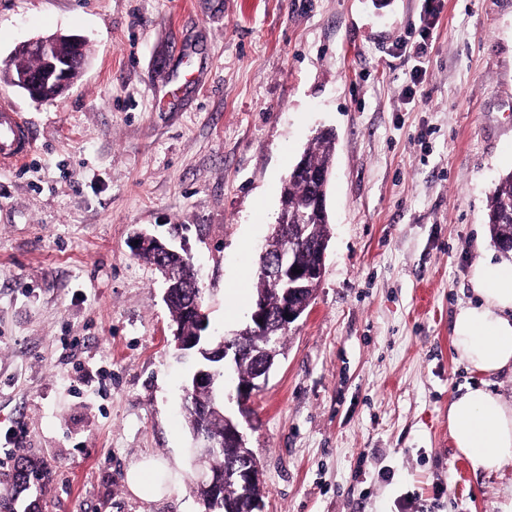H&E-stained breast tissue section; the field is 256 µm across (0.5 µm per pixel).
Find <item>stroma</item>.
<instances>
[{"label":"stroma","instance_id":"obj_1","mask_svg":"<svg viewBox=\"0 0 512 512\" xmlns=\"http://www.w3.org/2000/svg\"><path fill=\"white\" fill-rule=\"evenodd\" d=\"M0 0V63L86 42L69 90L0 79L33 152L0 169V449L44 462L39 512H205L164 283L136 232L192 257L209 333L245 327L283 181L336 133L321 285L256 393L264 512H507L448 404L478 374L452 341L489 199L512 170V0ZM243 289L230 315L226 289ZM150 456L176 483L125 484ZM174 469L168 464H160L153 458H142L126 472L125 483L135 497L151 502L169 491Z\"/></svg>","mask_w":512,"mask_h":512}]
</instances>
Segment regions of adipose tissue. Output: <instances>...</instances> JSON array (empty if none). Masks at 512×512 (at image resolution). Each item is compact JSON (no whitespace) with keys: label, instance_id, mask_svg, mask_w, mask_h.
I'll return each instance as SVG.
<instances>
[{"label":"adipose tissue","instance_id":"obj_1","mask_svg":"<svg viewBox=\"0 0 512 512\" xmlns=\"http://www.w3.org/2000/svg\"><path fill=\"white\" fill-rule=\"evenodd\" d=\"M474 301L453 321V345L467 370L485 376L466 385L448 405V428L457 451L474 468L497 473L512 465V404L491 390L489 378L512 373V266L485 260L473 277ZM173 469L146 457L126 472L135 497L151 502L169 490Z\"/></svg>","mask_w":512,"mask_h":512}]
</instances>
